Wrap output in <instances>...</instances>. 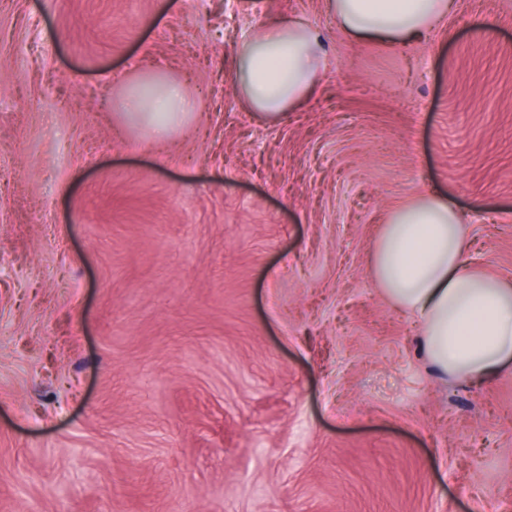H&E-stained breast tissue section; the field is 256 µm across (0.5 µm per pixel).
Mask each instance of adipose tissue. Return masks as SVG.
<instances>
[{
    "instance_id": "1",
    "label": "adipose tissue",
    "mask_w": 512,
    "mask_h": 512,
    "mask_svg": "<svg viewBox=\"0 0 512 512\" xmlns=\"http://www.w3.org/2000/svg\"><path fill=\"white\" fill-rule=\"evenodd\" d=\"M340 30L356 40L410 43L445 19L451 0H325ZM319 28L279 17L243 36L232 82L247 109L276 120L308 100L324 67ZM124 116L146 139L192 118L181 84L136 72L121 92ZM463 214L446 195L420 191L395 209L372 252V277L388 302L421 324L420 352L441 375L484 384L512 369V281L469 265Z\"/></svg>"
}]
</instances>
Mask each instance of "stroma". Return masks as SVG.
<instances>
[{
	"label": "stroma",
	"instance_id": "obj_1",
	"mask_svg": "<svg viewBox=\"0 0 512 512\" xmlns=\"http://www.w3.org/2000/svg\"><path fill=\"white\" fill-rule=\"evenodd\" d=\"M290 14L326 69L267 121L234 50ZM133 70L196 102L153 149ZM424 188L512 278V0L405 46L323 0H0V512H512V370H431L371 275Z\"/></svg>",
	"mask_w": 512,
	"mask_h": 512
}]
</instances>
